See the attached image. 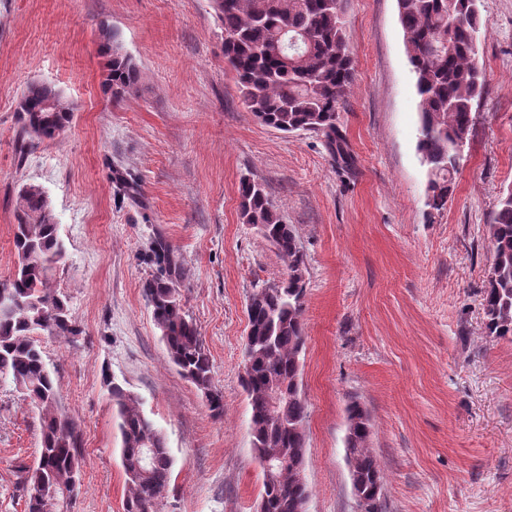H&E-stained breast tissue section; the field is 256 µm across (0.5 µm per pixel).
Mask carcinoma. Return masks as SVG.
<instances>
[{
  "instance_id": "carcinoma-1",
  "label": "carcinoma",
  "mask_w": 512,
  "mask_h": 512,
  "mask_svg": "<svg viewBox=\"0 0 512 512\" xmlns=\"http://www.w3.org/2000/svg\"><path fill=\"white\" fill-rule=\"evenodd\" d=\"M224 28V62L234 73L247 109L263 124L285 133L304 131L324 139L334 163H353L336 114L351 90L354 57L346 36V0H212ZM406 52L419 96L418 150L428 166L430 206L445 208L454 190L456 145L467 143L475 124L474 102L484 94L475 50L477 0H397ZM108 60L103 86L115 99L137 91L139 76L110 28L99 31ZM24 133L43 140L58 136L72 117L71 105L52 86L29 83L17 102ZM241 215L276 248L286 271L254 290L248 310L252 339L245 344L251 371L241 384L251 408L252 447L258 461L284 457L272 485H263L267 512H306L308 405L299 389V356L305 346L302 299L305 255L291 225L283 222L263 185L251 178L238 188ZM14 271L0 282L12 307L0 311V381L12 383L41 411L42 449L24 484L27 512H64L81 477L75 423L58 405V382L47 368L37 336H77L67 300L51 285L65 255L51 206L42 188L24 185L17 199ZM493 260L483 292L489 336L512 337V187L502 193L489 225ZM156 275L142 282V295L161 332L172 364L202 393L213 415L224 414V395L212 382V365L201 333L185 311L178 281L185 269L164 238L152 247ZM288 392L283 420L270 416L268 391ZM117 408L128 495L124 512H159L170 485L174 458L162 431L143 413L137 395L111 382ZM345 439L351 482L368 504L384 512V476L370 448L367 410L347 407Z\"/></svg>"
}]
</instances>
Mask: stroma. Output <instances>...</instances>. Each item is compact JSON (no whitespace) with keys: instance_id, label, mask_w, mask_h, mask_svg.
I'll list each match as a JSON object with an SVG mask.
<instances>
[{"instance_id":"1","label":"stroma","mask_w":512,"mask_h":512,"mask_svg":"<svg viewBox=\"0 0 512 512\" xmlns=\"http://www.w3.org/2000/svg\"><path fill=\"white\" fill-rule=\"evenodd\" d=\"M485 94L443 210L428 204L419 107L397 0H348L354 87L338 125L354 163L322 137L261 124L224 65L211 0H0V280L14 269L20 188L40 185L65 257L53 286L76 336L39 338L76 424L82 480L70 512H124L115 379L136 394L175 460L160 512H256L263 474L240 378L247 301L285 270L244 223L238 186L262 181L306 255L309 512H356L345 450L359 400L385 473L384 512H512V338L485 331L488 226L512 186V0H478ZM117 32L137 92L102 89L98 30ZM33 81L70 103L56 138L27 142L17 101ZM177 251L185 309L224 414L168 358L141 290L156 237ZM40 411L0 385V512H26Z\"/></svg>"}]
</instances>
